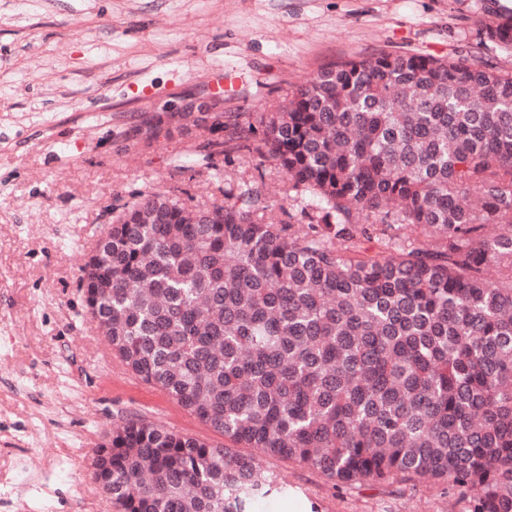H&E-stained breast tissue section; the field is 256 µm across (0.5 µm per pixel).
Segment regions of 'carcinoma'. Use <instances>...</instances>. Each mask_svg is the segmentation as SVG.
<instances>
[{"label": "carcinoma", "mask_w": 512, "mask_h": 512, "mask_svg": "<svg viewBox=\"0 0 512 512\" xmlns=\"http://www.w3.org/2000/svg\"><path fill=\"white\" fill-rule=\"evenodd\" d=\"M486 36L512 46V19ZM215 107L224 140L202 160L273 158L308 223L266 221L247 181L206 224L175 194L112 209L81 266L87 308L224 447L130 417L93 450L96 488L115 512H231L279 482L262 466L276 457L512 512V70L380 52L270 112Z\"/></svg>", "instance_id": "obj_1"}]
</instances>
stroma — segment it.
I'll use <instances>...</instances> for the list:
<instances>
[{"label":"stroma","mask_w":512,"mask_h":512,"mask_svg":"<svg viewBox=\"0 0 512 512\" xmlns=\"http://www.w3.org/2000/svg\"><path fill=\"white\" fill-rule=\"evenodd\" d=\"M512 0H0V512H113L94 490L93 448L129 414L220 446L221 435L110 350L80 282L112 209L139 190L190 207L246 177L274 215L292 210L272 161L195 160L184 99L223 93L228 112L269 109L283 89L351 56L480 53L512 68L484 28ZM168 134L143 143L142 121ZM221 179H214L213 171ZM289 497L243 512H451L431 482L336 488L266 458Z\"/></svg>","instance_id":"obj_1"}]
</instances>
